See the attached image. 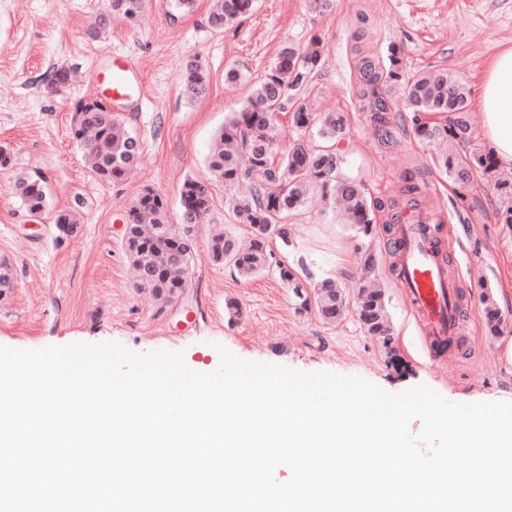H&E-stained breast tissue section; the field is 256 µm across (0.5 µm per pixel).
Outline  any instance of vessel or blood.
<instances>
[{
  "mask_svg": "<svg viewBox=\"0 0 512 512\" xmlns=\"http://www.w3.org/2000/svg\"><path fill=\"white\" fill-rule=\"evenodd\" d=\"M125 58H114L100 73L98 84L110 98L131 97ZM430 233L415 215H408L400 237V283L426 334L428 345L456 342L461 333L460 314L455 306V281L449 266L429 242Z\"/></svg>",
  "mask_w": 512,
  "mask_h": 512,
  "instance_id": "1",
  "label": "vessel or blood"
}]
</instances>
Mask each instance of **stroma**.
Instances as JSON below:
<instances>
[{
	"instance_id": "35a3bbf8",
	"label": "stroma",
	"mask_w": 512,
	"mask_h": 512,
	"mask_svg": "<svg viewBox=\"0 0 512 512\" xmlns=\"http://www.w3.org/2000/svg\"><path fill=\"white\" fill-rule=\"evenodd\" d=\"M211 2L196 0L185 14L171 12L169 0H147L140 16L101 28L108 0H0V147L13 155L0 167V261L13 277L11 287L0 290V346L117 342L138 353L180 351L189 368L210 373L220 364L222 345L248 361L359 376L390 393L424 384L456 403L511 399L512 225L497 215L501 200L492 181L462 184L440 170L456 146L420 144L414 114L396 93L389 96L396 137L381 144L360 98L359 67L365 58L388 65L395 47L409 70H454L470 88L469 121L479 127L483 75L498 52L512 47V0H331L319 14L307 0H256L250 14L221 31L208 24ZM314 37L322 41V64L299 99L315 112L345 113L340 172L361 181L375 201L396 197L406 173L415 174L465 294L464 333L435 357H427L421 325L399 286L396 234L385 212H377L371 236L364 237L315 194L288 219L290 245L269 240L271 258L258 275L242 277L211 259L213 235L250 237L228 205L230 189L210 176L212 140L281 49L304 47ZM116 54L132 62L141 93L114 108L143 154L126 180L112 184L86 164L71 128L76 104L99 99L96 78ZM194 60L209 78L207 94L195 101L183 96L179 83ZM62 67L71 81L58 91L51 79ZM230 68L241 72L240 80L226 79ZM37 176L46 181L49 206L33 215L15 184ZM189 178L208 184L211 209L194 232L182 295L164 301L137 286L125 217L150 188L165 196L168 218L177 222ZM58 211L77 218L68 231L56 227ZM368 252L376 257L391 321L387 345L364 330L352 309L335 323L296 312L279 278L282 263L304 279L335 278L352 305ZM345 253L351 264L342 270L336 263ZM487 290L504 318L496 335L484 317Z\"/></svg>"
}]
</instances>
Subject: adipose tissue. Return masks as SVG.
<instances>
[{
	"label": "adipose tissue",
	"instance_id": "obj_1",
	"mask_svg": "<svg viewBox=\"0 0 512 512\" xmlns=\"http://www.w3.org/2000/svg\"><path fill=\"white\" fill-rule=\"evenodd\" d=\"M482 132L498 164L512 167V48L498 53L482 80Z\"/></svg>",
	"mask_w": 512,
	"mask_h": 512
}]
</instances>
